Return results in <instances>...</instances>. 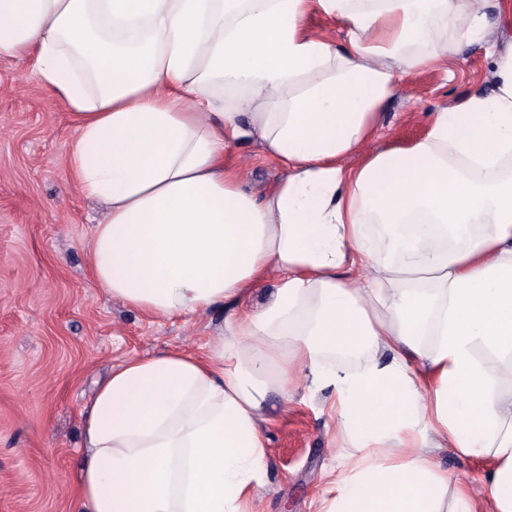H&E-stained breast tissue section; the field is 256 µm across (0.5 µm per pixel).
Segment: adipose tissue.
<instances>
[{
	"label": "adipose tissue",
	"mask_w": 512,
	"mask_h": 512,
	"mask_svg": "<svg viewBox=\"0 0 512 512\" xmlns=\"http://www.w3.org/2000/svg\"><path fill=\"white\" fill-rule=\"evenodd\" d=\"M451 16L465 25L437 41ZM487 29L472 0H0V55L67 104L69 170L110 206L94 281L192 319L278 280L203 353L111 370L81 410L76 512H251L266 400L298 374L333 390L360 450L325 512H479L438 448L483 460L489 512H512V44L486 45L489 95L368 147L404 74ZM238 141L286 177L247 190ZM306 26L312 33L336 44L344 43V29L332 17L311 13L306 19Z\"/></svg>",
	"instance_id": "obj_1"
}]
</instances>
